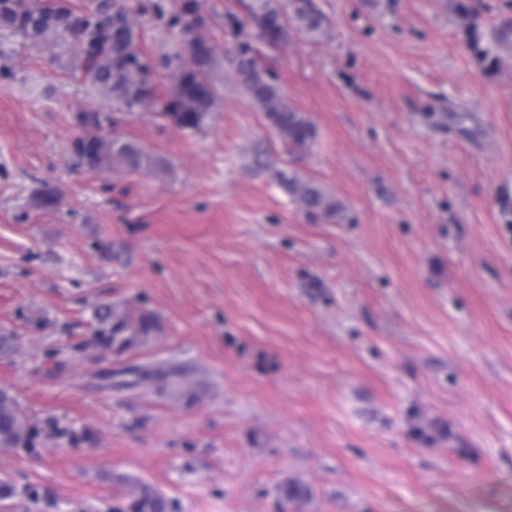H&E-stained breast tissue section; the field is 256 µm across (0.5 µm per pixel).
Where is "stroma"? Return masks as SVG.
Returning a JSON list of instances; mask_svg holds the SVG:
<instances>
[{
  "label": "stroma",
  "instance_id": "obj_1",
  "mask_svg": "<svg viewBox=\"0 0 512 512\" xmlns=\"http://www.w3.org/2000/svg\"><path fill=\"white\" fill-rule=\"evenodd\" d=\"M133 13L153 61L179 0ZM202 0L219 100L202 129L147 108L117 134L162 171L91 172L71 154L90 90L15 47L0 80V390L32 450L0 449V512H112L114 480L175 512H512V0ZM477 25L493 61L467 45ZM251 44L317 129L289 151L242 92ZM268 166L256 168L255 153ZM288 170L342 203L308 215ZM59 196L39 206L43 189ZM154 314L125 352L95 306ZM187 367L191 397L128 386ZM305 485L283 500L286 482ZM285 16L269 3L259 8L258 24L261 38L269 44L277 43L283 34Z\"/></svg>",
  "mask_w": 512,
  "mask_h": 512
}]
</instances>
